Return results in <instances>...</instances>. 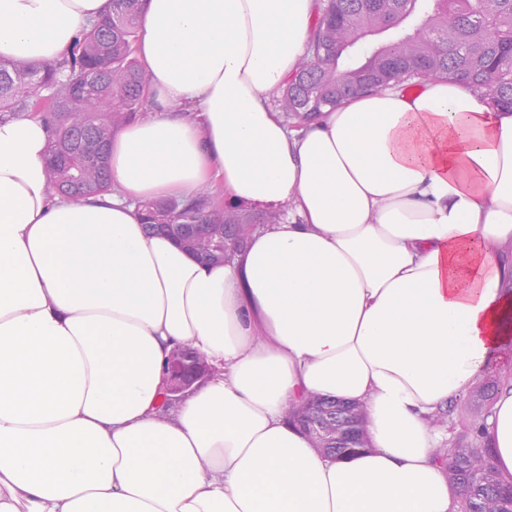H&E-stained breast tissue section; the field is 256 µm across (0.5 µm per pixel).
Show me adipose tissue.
<instances>
[{
  "instance_id": "1",
  "label": "adipose tissue",
  "mask_w": 512,
  "mask_h": 512,
  "mask_svg": "<svg viewBox=\"0 0 512 512\" xmlns=\"http://www.w3.org/2000/svg\"><path fill=\"white\" fill-rule=\"evenodd\" d=\"M112 0H0V59L62 61ZM316 0H147L154 117L114 130L108 191L49 184L45 113L0 118V512H462L430 422L512 351V111L446 78L289 127L271 97ZM287 204L198 261L142 200ZM213 377L163 405L173 347ZM362 404L334 461L288 424ZM479 427L512 478V380Z\"/></svg>"
}]
</instances>
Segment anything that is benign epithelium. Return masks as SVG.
<instances>
[{
  "instance_id": "1",
  "label": "benign epithelium",
  "mask_w": 512,
  "mask_h": 512,
  "mask_svg": "<svg viewBox=\"0 0 512 512\" xmlns=\"http://www.w3.org/2000/svg\"><path fill=\"white\" fill-rule=\"evenodd\" d=\"M188 245L197 251L224 254L219 238L209 231H200L193 235ZM192 356L194 352L190 347L178 345L166 360L164 389L171 405L213 375L209 363L195 364L191 361ZM283 414L287 420L299 424L321 455L332 460L345 457L353 451L370 448L361 427L365 411L360 404L338 401L331 406L324 399L310 395L299 402H286ZM454 453L458 454V459L448 469V480L451 484L460 485L458 470L461 468L471 476L482 472V454L464 452L459 448L454 449ZM478 512H512V490H502L497 496L480 498Z\"/></svg>"
}]
</instances>
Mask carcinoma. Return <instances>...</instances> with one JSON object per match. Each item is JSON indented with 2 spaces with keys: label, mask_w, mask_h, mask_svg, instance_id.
Segmentation results:
<instances>
[{
  "label": "carcinoma",
  "mask_w": 512,
  "mask_h": 512,
  "mask_svg": "<svg viewBox=\"0 0 512 512\" xmlns=\"http://www.w3.org/2000/svg\"><path fill=\"white\" fill-rule=\"evenodd\" d=\"M142 0H112V13L83 31L77 53L35 68L0 60V115L16 114L50 95L54 130L50 185L78 200L106 190L107 162L84 163L87 152L107 150L112 130L135 118L148 121L145 76L133 57ZM445 77L512 107V0H325L306 55L276 106L286 120H307L353 94L377 92L393 81L409 84ZM150 232L180 225L188 237L205 229L224 249L235 224H277L283 207L252 210L237 204L216 214L207 195L140 204ZM473 448L484 451L485 472L470 481L481 493L509 487L492 463V448L472 427Z\"/></svg>",
  "instance_id": "carcinoma-1"
}]
</instances>
